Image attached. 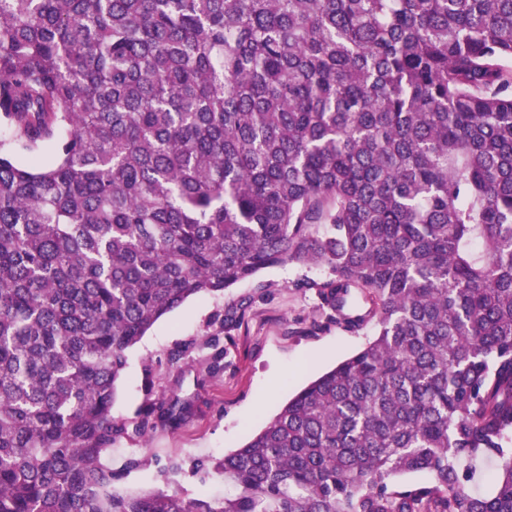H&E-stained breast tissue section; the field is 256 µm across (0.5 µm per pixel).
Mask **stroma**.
Listing matches in <instances>:
<instances>
[{
	"mask_svg": "<svg viewBox=\"0 0 512 512\" xmlns=\"http://www.w3.org/2000/svg\"><path fill=\"white\" fill-rule=\"evenodd\" d=\"M325 268L270 266L223 293H202L158 320L128 352L113 407L134 421L145 399L189 403L176 426L149 440L122 438L106 463L121 487H168L192 496L230 493L216 467L257 433L289 398L356 354L374 337V322L350 329L322 307L315 286ZM243 305L238 327L225 332L224 313ZM224 370L212 373L215 360Z\"/></svg>",
	"mask_w": 512,
	"mask_h": 512,
	"instance_id": "35a3bbf8",
	"label": "stroma"
}]
</instances>
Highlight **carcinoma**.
<instances>
[{
    "label": "carcinoma",
    "mask_w": 512,
    "mask_h": 512,
    "mask_svg": "<svg viewBox=\"0 0 512 512\" xmlns=\"http://www.w3.org/2000/svg\"><path fill=\"white\" fill-rule=\"evenodd\" d=\"M0 123V512H512V0H0ZM302 260L376 337L119 489L128 350Z\"/></svg>",
    "instance_id": "obj_1"
}]
</instances>
